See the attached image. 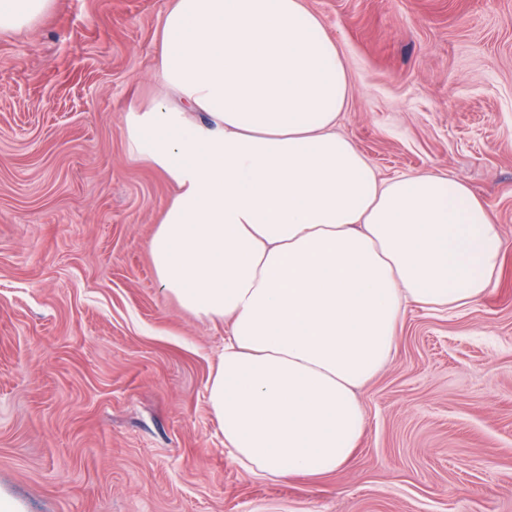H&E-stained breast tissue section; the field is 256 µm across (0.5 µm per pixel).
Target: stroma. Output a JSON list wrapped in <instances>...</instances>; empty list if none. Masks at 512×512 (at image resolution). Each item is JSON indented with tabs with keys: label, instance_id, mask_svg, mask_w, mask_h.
Here are the masks:
<instances>
[{
	"label": "stroma",
	"instance_id": "obj_1",
	"mask_svg": "<svg viewBox=\"0 0 512 512\" xmlns=\"http://www.w3.org/2000/svg\"><path fill=\"white\" fill-rule=\"evenodd\" d=\"M350 74L337 130L380 177L469 185L512 244V0H305ZM169 0H52L0 32V498L15 512H512V247L467 307H410L335 472L224 446L228 325L159 286L173 185L131 160Z\"/></svg>",
	"mask_w": 512,
	"mask_h": 512
}]
</instances>
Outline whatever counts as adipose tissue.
I'll list each match as a JSON object with an SVG mask.
<instances>
[{
    "label": "adipose tissue",
    "mask_w": 512,
    "mask_h": 512,
    "mask_svg": "<svg viewBox=\"0 0 512 512\" xmlns=\"http://www.w3.org/2000/svg\"><path fill=\"white\" fill-rule=\"evenodd\" d=\"M158 37L174 98L123 129L177 188L149 242L158 283L229 323L207 399L235 460L258 478L329 474L408 306L477 302L506 241L463 182L378 178L337 133L350 75L304 0H170Z\"/></svg>",
    "instance_id": "obj_1"
}]
</instances>
